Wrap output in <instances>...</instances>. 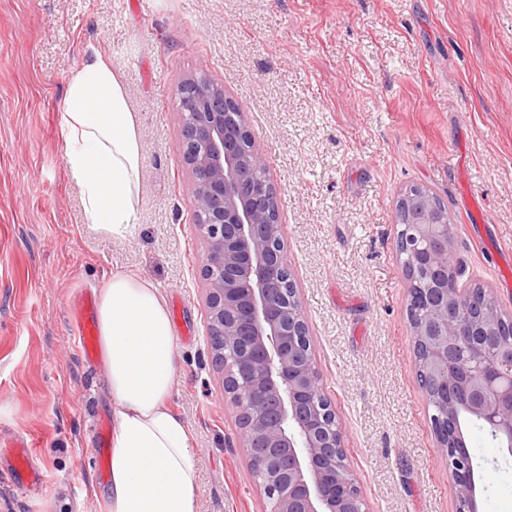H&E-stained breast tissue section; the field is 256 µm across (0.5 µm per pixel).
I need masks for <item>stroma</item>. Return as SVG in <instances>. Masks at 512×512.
I'll use <instances>...</instances> for the list:
<instances>
[{
  "label": "stroma",
  "mask_w": 512,
  "mask_h": 512,
  "mask_svg": "<svg viewBox=\"0 0 512 512\" xmlns=\"http://www.w3.org/2000/svg\"><path fill=\"white\" fill-rule=\"evenodd\" d=\"M96 51L138 123L130 233L86 224L58 115ZM206 71L241 105L280 194L281 235L323 390L345 426L368 512H459L417 374L396 202L448 208L460 287L512 315V0H0V436L22 437L42 493L0 457V512H108L92 453L112 414L102 363L74 349L70 309L115 273L179 302L171 407L193 437L199 512H269L206 336L205 251L175 150L177 86ZM475 200L481 218L467 215ZM478 512H512V456L477 427ZM14 481L17 486L28 489L32 486L43 485L42 473L29 463L19 462L13 470Z\"/></svg>",
  "instance_id": "stroma-1"
}]
</instances>
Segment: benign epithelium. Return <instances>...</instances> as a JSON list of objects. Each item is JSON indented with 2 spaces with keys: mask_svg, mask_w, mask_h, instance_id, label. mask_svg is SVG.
<instances>
[{
  "mask_svg": "<svg viewBox=\"0 0 512 512\" xmlns=\"http://www.w3.org/2000/svg\"><path fill=\"white\" fill-rule=\"evenodd\" d=\"M176 151L192 175L194 223L206 241L208 346L237 409L251 471L272 512H366L345 464L344 433L325 396L309 326L279 230L278 190L238 103L201 71L180 81ZM399 247L424 313L409 319L422 346L430 422L467 512H477L475 469L464 433L483 423L512 453V342H493L496 300L463 297L448 210L413 185L400 195Z\"/></svg>",
  "mask_w": 512,
  "mask_h": 512,
  "instance_id": "benign-epithelium-1",
  "label": "benign epithelium"
}]
</instances>
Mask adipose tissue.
Masks as SVG:
<instances>
[{
  "label": "adipose tissue",
  "mask_w": 512,
  "mask_h": 512,
  "mask_svg": "<svg viewBox=\"0 0 512 512\" xmlns=\"http://www.w3.org/2000/svg\"><path fill=\"white\" fill-rule=\"evenodd\" d=\"M59 128L86 223L126 235L140 202L142 155L128 93L100 53L69 75ZM99 331L115 421L108 512H198L190 432L170 407L176 344L163 297L139 275L114 274L100 291Z\"/></svg>",
  "instance_id": "1"
}]
</instances>
